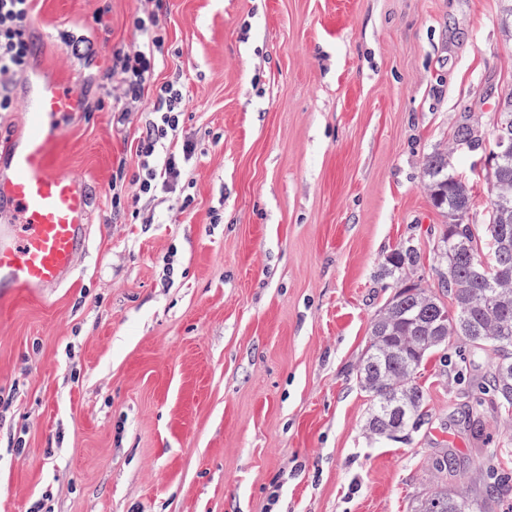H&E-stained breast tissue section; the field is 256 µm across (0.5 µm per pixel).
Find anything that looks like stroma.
I'll use <instances>...</instances> for the list:
<instances>
[{
  "label": "stroma",
  "instance_id": "1",
  "mask_svg": "<svg viewBox=\"0 0 512 512\" xmlns=\"http://www.w3.org/2000/svg\"><path fill=\"white\" fill-rule=\"evenodd\" d=\"M140 6L35 0L45 69L84 89ZM503 7L161 0L155 80L181 75L196 154L172 203L115 217L112 172L136 171L140 113L63 117L53 160L92 194L90 248L53 296L0 300V512H410L478 483L506 433L482 392L493 348L454 337L430 357L426 414L395 439L367 431L357 367L397 289L438 291L430 154L451 151L473 196L464 221H485L512 92ZM62 30L92 56L68 54ZM462 122L478 146L453 141ZM404 245L419 261L389 275ZM445 451L457 473L434 476ZM497 134L495 140V150L500 155H510L512 153V138L500 135L509 133L512 135V94L503 101L501 111L499 112V121H497Z\"/></svg>",
  "mask_w": 512,
  "mask_h": 512
}]
</instances>
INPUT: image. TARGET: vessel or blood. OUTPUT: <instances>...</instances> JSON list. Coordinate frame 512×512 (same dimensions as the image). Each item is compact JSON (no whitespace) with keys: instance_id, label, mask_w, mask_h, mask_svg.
<instances>
[{"instance_id":"1","label":"vessel or blood","mask_w":512,"mask_h":512,"mask_svg":"<svg viewBox=\"0 0 512 512\" xmlns=\"http://www.w3.org/2000/svg\"><path fill=\"white\" fill-rule=\"evenodd\" d=\"M25 131L0 153V295L19 289L45 295L72 280L90 236L91 196L79 179L58 173L52 143L64 113L81 106L78 90L38 67L20 95Z\"/></svg>"}]
</instances>
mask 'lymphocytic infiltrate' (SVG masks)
Masks as SVG:
<instances>
[{
    "label": "lymphocytic infiltrate",
    "instance_id": "1",
    "mask_svg": "<svg viewBox=\"0 0 512 512\" xmlns=\"http://www.w3.org/2000/svg\"><path fill=\"white\" fill-rule=\"evenodd\" d=\"M32 2L0 0V112L13 111L10 85L24 74L28 64ZM132 25L141 38L129 47L113 51L111 64L99 83L97 99L101 108L147 114L138 130L137 174L129 181L120 173L112 178V207L116 210L128 200L136 203L176 193L195 152L193 142L180 134L184 112L180 77L158 85L152 82L158 67L157 54L164 44L157 9L141 10ZM126 182L131 185L127 191L122 188Z\"/></svg>",
    "mask_w": 512,
    "mask_h": 512
}]
</instances>
